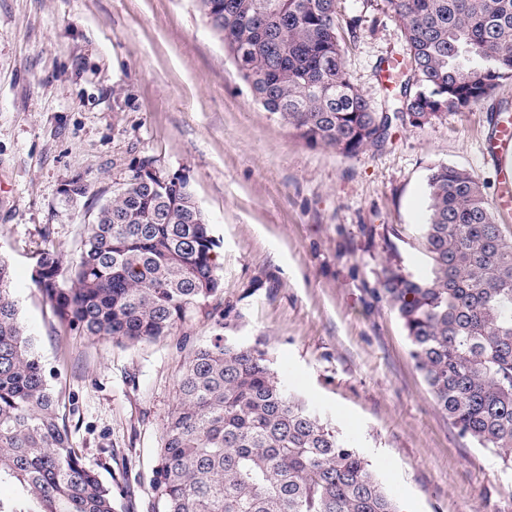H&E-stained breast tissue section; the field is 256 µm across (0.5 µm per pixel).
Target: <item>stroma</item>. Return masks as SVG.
Returning a JSON list of instances; mask_svg holds the SVG:
<instances>
[{
    "mask_svg": "<svg viewBox=\"0 0 512 512\" xmlns=\"http://www.w3.org/2000/svg\"><path fill=\"white\" fill-rule=\"evenodd\" d=\"M351 81L380 112L401 59L386 0H337ZM491 104L346 157L266 112L194 0H0V256L24 330L65 412L74 448L112 488L115 512H155L164 424L189 354L216 339L264 349L278 376L365 455L405 512H512V469L459 436L374 293L415 248L440 165L471 171L486 196L501 162ZM187 179L212 226L221 286L192 319L129 345L67 332L34 284L36 254L69 259L95 211L142 160ZM83 175L79 212L59 188Z\"/></svg>",
    "mask_w": 512,
    "mask_h": 512,
    "instance_id": "stroma-1",
    "label": "stroma"
}]
</instances>
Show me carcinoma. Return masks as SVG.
<instances>
[{
  "mask_svg": "<svg viewBox=\"0 0 512 512\" xmlns=\"http://www.w3.org/2000/svg\"><path fill=\"white\" fill-rule=\"evenodd\" d=\"M263 108L312 145L353 156L392 121L429 124L512 82V0H388L406 55L399 107L376 111L344 67L337 0H195ZM416 277L387 259L375 294L397 314L436 405L458 433L512 464V235L470 172L436 167ZM81 175L59 190L78 205ZM216 241L188 182L144 160L97 207L79 252L42 249L34 283L59 324L131 344L182 325L220 287ZM0 257V480L29 512H114L73 448ZM157 512H402L353 443L272 371L266 353L196 348L178 383L154 485Z\"/></svg>",
  "mask_w": 512,
  "mask_h": 512,
  "instance_id": "carcinoma-1",
  "label": "carcinoma"
}]
</instances>
